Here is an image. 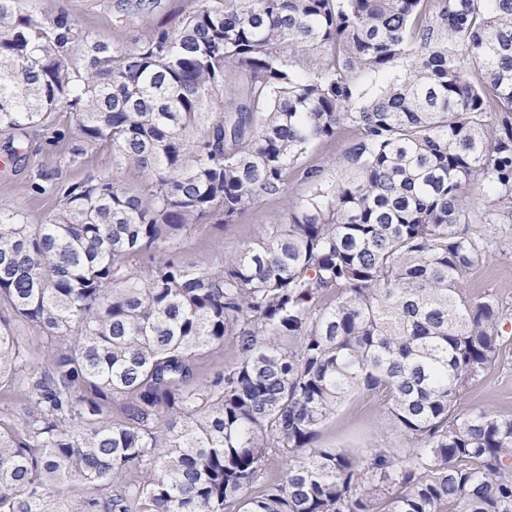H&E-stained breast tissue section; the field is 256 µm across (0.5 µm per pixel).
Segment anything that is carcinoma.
I'll list each match as a JSON object with an SVG mask.
<instances>
[{"instance_id": "carcinoma-1", "label": "carcinoma", "mask_w": 512, "mask_h": 512, "mask_svg": "<svg viewBox=\"0 0 512 512\" xmlns=\"http://www.w3.org/2000/svg\"><path fill=\"white\" fill-rule=\"evenodd\" d=\"M160 5L116 0L112 26ZM25 126L75 127L72 158L106 147L140 186L41 171L42 223L0 206V512H512V414L458 410L509 342L512 307L465 284L501 255L468 226L512 224V0H196L132 48L0 0V127ZM347 128L328 182L306 157ZM291 174L312 192L272 234L182 262ZM358 390L406 447L318 444ZM73 477L72 508L48 488ZM403 73L404 69L401 66L386 76L374 73H364L361 75L359 80L360 89L367 96L374 95L385 87L388 80L399 78Z\"/></svg>"}]
</instances>
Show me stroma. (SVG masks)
<instances>
[{
    "mask_svg": "<svg viewBox=\"0 0 512 512\" xmlns=\"http://www.w3.org/2000/svg\"><path fill=\"white\" fill-rule=\"evenodd\" d=\"M112 0H20L26 9H34L50 18L66 11L77 16L85 29L101 39H112ZM195 0H163L160 11L135 18L125 33L127 43H134L142 34L156 27L177 28ZM22 142L27 157L11 163L8 169L0 168V205L22 213L28 223L38 224L54 209L58 202L51 195H37L28 186L38 171L52 172L58 181L82 179L86 174H118L130 185L138 184L137 173L116 170L108 149L97 148L78 161H71L67 144H60L55 152H45L41 128L29 127L25 132L0 129V157L6 156L10 143ZM311 187L297 178L288 182L287 198L266 197L245 217L224 228H203L181 243V258L187 264L203 266L223 254L235 252L257 241L271 231L288 202L299 201L309 195ZM467 292L481 297L495 294L512 302V259L493 261L472 274L467 280ZM460 410H492L512 413V357L497 363L463 395ZM383 412L373 406L365 394L351 395L321 432L319 442L326 447L348 451H364L372 447L374 437L384 422Z\"/></svg>",
    "mask_w": 512,
    "mask_h": 512,
    "instance_id": "obj_1",
    "label": "stroma"
}]
</instances>
